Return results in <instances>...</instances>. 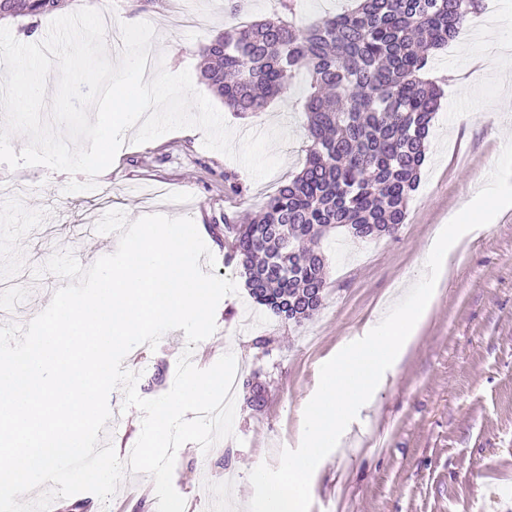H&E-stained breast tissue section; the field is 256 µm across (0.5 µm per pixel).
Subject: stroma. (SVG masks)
<instances>
[{
  "label": "stroma",
  "instance_id": "1",
  "mask_svg": "<svg viewBox=\"0 0 512 512\" xmlns=\"http://www.w3.org/2000/svg\"><path fill=\"white\" fill-rule=\"evenodd\" d=\"M109 19L105 43L111 58L122 47L120 23L147 22L155 30L165 68L198 75L200 50L221 30L225 0H194L197 22L170 23L179 0H101ZM468 23L466 39L430 58L428 78L446 91L433 126L421 183L397 233L373 240L336 228L318 243L326 257V288L319 309L302 323L284 322L250 298L247 290L224 297L216 330L192 354L201 369L225 353L236 359V378L258 376L266 390L263 410H252L243 388L234 394L233 435L209 451L184 444L177 452L173 485L185 512H245L253 494L250 468L277 466L283 449L297 448L303 411L314 395L321 365L350 342L364 337L397 303L401 282L418 281L423 256L438 225L459 213L484 185L512 138V94L488 61L477 25L499 21L498 40L512 53V0H483ZM302 84L273 99L260 115L223 117L236 137L273 126L292 138L277 147L282 163L256 181L237 161L206 149L198 128L179 129L143 144L125 142L113 164L96 179L94 194L69 193L67 173L43 166L10 169L0 163V181L13 179L27 191L0 201V296L9 322L21 324L49 304L62 278L33 281L32 268L57 251L78 260L99 255L107 237L95 229L108 211L128 220L149 214L191 217L216 259V274L239 279L224 262V242L214 227L227 212L258 210L306 161ZM234 173L244 200L224 194V175ZM437 282L434 302L396 374L387 376L363 407L337 449L317 466L311 480L310 512H512V206L488 225L463 235ZM271 339L269 355L254 347ZM186 347L183 332L166 333L157 348L139 345L124 368L139 372L137 391L150 399L167 393ZM122 390L109 396L110 440L127 458L140 434L142 414L124 409ZM126 512H157L152 479L126 475L117 494Z\"/></svg>",
  "mask_w": 512,
  "mask_h": 512
}]
</instances>
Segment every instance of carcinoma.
I'll return each instance as SVG.
<instances>
[{"instance_id":"obj_1","label":"carcinoma","mask_w":512,"mask_h":512,"mask_svg":"<svg viewBox=\"0 0 512 512\" xmlns=\"http://www.w3.org/2000/svg\"><path fill=\"white\" fill-rule=\"evenodd\" d=\"M63 0H0V18L39 17ZM481 0H354L300 27L280 19L229 23L201 50V82L239 115H257L306 72L307 160L248 224H224V261L241 269L254 301L299 323L320 306L325 259L313 248L346 227L357 239L405 223L420 183L442 89L424 76Z\"/></svg>"}]
</instances>
